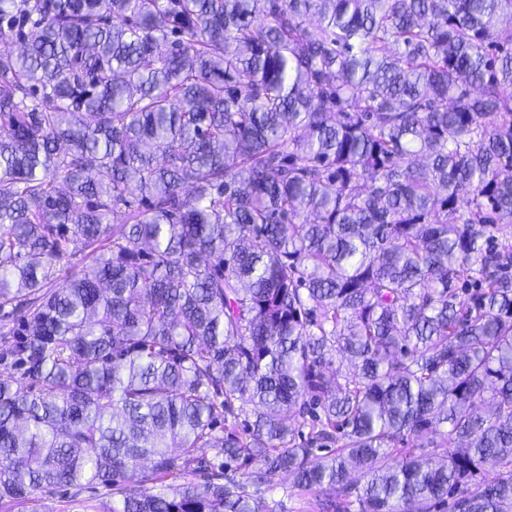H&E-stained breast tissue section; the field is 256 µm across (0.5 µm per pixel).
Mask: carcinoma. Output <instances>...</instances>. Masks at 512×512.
I'll return each mask as SVG.
<instances>
[{
    "instance_id": "carcinoma-1",
    "label": "carcinoma",
    "mask_w": 512,
    "mask_h": 512,
    "mask_svg": "<svg viewBox=\"0 0 512 512\" xmlns=\"http://www.w3.org/2000/svg\"><path fill=\"white\" fill-rule=\"evenodd\" d=\"M495 224L512 0H0V502L512 512ZM257 494L266 501L281 502L283 512H322L319 506L321 495L292 487V479L286 473L276 476L269 486L258 488ZM116 491L98 484L88 485L78 496L72 490L49 489L43 492L41 503L44 512H96L91 507L99 502L121 498Z\"/></svg>"
}]
</instances>
